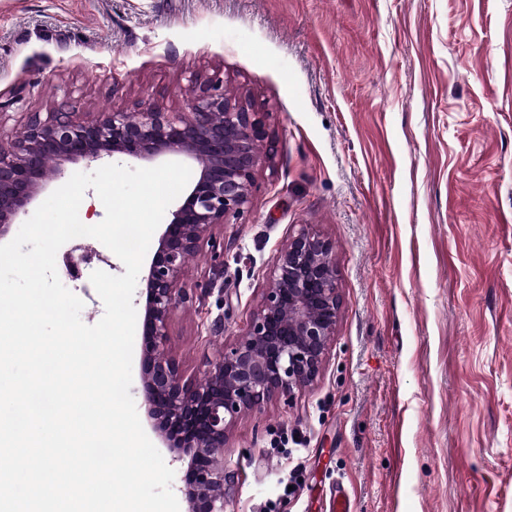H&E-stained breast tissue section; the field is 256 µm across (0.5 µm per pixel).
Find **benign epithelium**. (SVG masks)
Instances as JSON below:
<instances>
[{
	"label": "benign epithelium",
	"mask_w": 512,
	"mask_h": 512,
	"mask_svg": "<svg viewBox=\"0 0 512 512\" xmlns=\"http://www.w3.org/2000/svg\"><path fill=\"white\" fill-rule=\"evenodd\" d=\"M263 143L273 144L266 114L226 97L224 78L215 72L187 97L183 112L148 102L136 113L105 112L84 122L75 120L73 106L63 101L46 118H31L10 148L0 147V241L49 184L64 178L67 163L183 156L199 168L158 239L140 293L147 413L177 458L189 459L184 478L189 512H224V445L231 426L272 398H290L311 386L336 332L332 245L301 228L273 262L244 335L224 349L203 379H184L169 349L186 262L206 248L216 275L224 274V239L216 229L248 204ZM95 255L87 246L74 247L68 272Z\"/></svg>",
	"instance_id": "7a95c632"
}]
</instances>
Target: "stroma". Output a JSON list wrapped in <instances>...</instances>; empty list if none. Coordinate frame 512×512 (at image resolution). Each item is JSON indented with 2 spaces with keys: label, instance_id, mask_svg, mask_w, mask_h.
Masks as SVG:
<instances>
[{
  "label": "stroma",
  "instance_id": "1",
  "mask_svg": "<svg viewBox=\"0 0 512 512\" xmlns=\"http://www.w3.org/2000/svg\"><path fill=\"white\" fill-rule=\"evenodd\" d=\"M221 72L274 153L189 258L169 346L185 377L245 332L289 234L331 241L340 308L320 376L240 417L227 512H512V0H0V142L179 108ZM60 280L99 322L92 271Z\"/></svg>",
  "mask_w": 512,
  "mask_h": 512
}]
</instances>
